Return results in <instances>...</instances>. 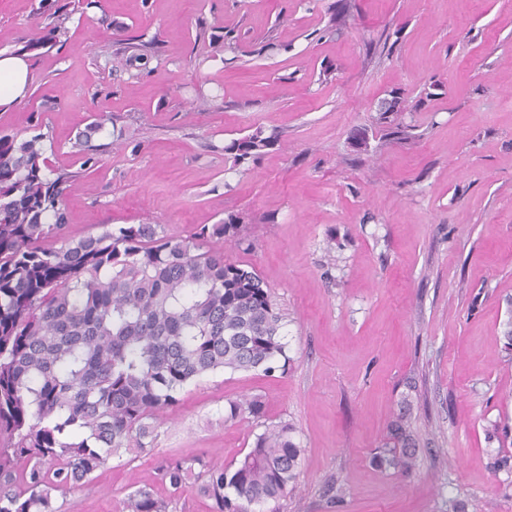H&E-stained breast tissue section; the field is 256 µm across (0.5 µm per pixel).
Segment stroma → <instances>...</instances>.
Here are the masks:
<instances>
[{
	"instance_id": "stroma-1",
	"label": "stroma",
	"mask_w": 512,
	"mask_h": 512,
	"mask_svg": "<svg viewBox=\"0 0 512 512\" xmlns=\"http://www.w3.org/2000/svg\"><path fill=\"white\" fill-rule=\"evenodd\" d=\"M40 3L0 0V50L32 63L0 130L41 125L52 165L73 172L68 235L160 224L185 238L240 216L256 247L224 255L267 284L290 357L283 374L188 386L153 451L108 459L65 506L122 512L135 484L168 496L156 472L169 454L230 464L256 430L224 409L258 395L304 455L296 491L251 512H448L452 500L512 512V474L494 469L486 432L512 426V0H99L72 12L65 45L28 52L50 23ZM386 34L392 50L367 54ZM137 36L154 57L113 74ZM269 36L279 51L260 53ZM197 87L217 94L211 111H191ZM394 92L418 138L378 133L376 105ZM97 119L85 170L73 144ZM258 126L281 143L231 171L224 142ZM360 130L370 153L353 146ZM407 403L418 466L378 469L371 454Z\"/></svg>"
}]
</instances>
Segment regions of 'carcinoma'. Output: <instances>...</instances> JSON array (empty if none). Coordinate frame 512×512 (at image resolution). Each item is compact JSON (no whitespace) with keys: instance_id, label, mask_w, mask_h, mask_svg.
Masks as SVG:
<instances>
[{"instance_id":"carcinoma-1","label":"carcinoma","mask_w":512,"mask_h":512,"mask_svg":"<svg viewBox=\"0 0 512 512\" xmlns=\"http://www.w3.org/2000/svg\"><path fill=\"white\" fill-rule=\"evenodd\" d=\"M58 11L27 48L68 33ZM216 96L196 89L197 112ZM406 107L393 96L375 123L409 138ZM278 135L258 126L224 144L244 174ZM46 135L0 131V512H65L57 495L89 484L108 455L143 452L180 392L218 370H286L284 317L257 271L224 258L249 251L240 220L201 226L187 238L160 224L67 237L65 185L46 156ZM264 402L228 401L226 422L264 426ZM290 424L265 426L230 466L171 455L158 466L167 499L132 489L125 512H172L187 484L210 512H249L299 484L303 448ZM410 423L398 414L371 462L404 474L416 466Z\"/></svg>"}]
</instances>
